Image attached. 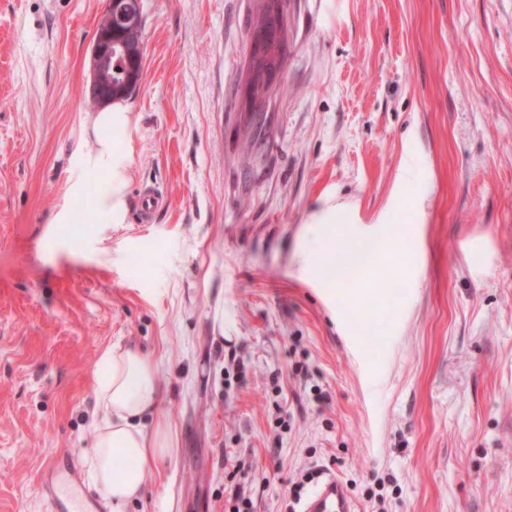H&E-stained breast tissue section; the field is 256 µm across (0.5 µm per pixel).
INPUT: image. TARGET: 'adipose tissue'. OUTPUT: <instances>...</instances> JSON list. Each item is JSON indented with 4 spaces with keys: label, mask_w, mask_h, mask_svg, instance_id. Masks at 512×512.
Here are the masks:
<instances>
[{
    "label": "adipose tissue",
    "mask_w": 512,
    "mask_h": 512,
    "mask_svg": "<svg viewBox=\"0 0 512 512\" xmlns=\"http://www.w3.org/2000/svg\"><path fill=\"white\" fill-rule=\"evenodd\" d=\"M130 111L129 105L116 101L96 114L97 148L81 157L80 169L101 174L105 187L93 205L80 208L76 202L83 197L85 184L83 179H72L55 223L92 224L104 213L112 223H125L130 156L114 148L105 132L115 126L129 127ZM380 249L379 241L359 240L350 264L326 262L314 273L329 285L341 286L366 270ZM98 366L102 370L95 390L98 419L94 446L84 466L90 485L111 500L112 512H124L148 483L149 461L171 454L174 440L165 421H156L150 429L142 423L146 414L156 410L161 394L155 366L146 355L134 347H111L102 352Z\"/></svg>",
    "instance_id": "adipose-tissue-1"
}]
</instances>
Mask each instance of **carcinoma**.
<instances>
[{"label": "carcinoma", "instance_id": "carcinoma-1", "mask_svg": "<svg viewBox=\"0 0 512 512\" xmlns=\"http://www.w3.org/2000/svg\"><path fill=\"white\" fill-rule=\"evenodd\" d=\"M124 15L122 27L130 33L135 46L143 41V15L135 0H116ZM246 30L244 60L245 87L250 103L271 100L283 90L282 72L288 50V24L279 20L291 10L290 0H252ZM136 91L124 76V68L112 70V99H126Z\"/></svg>", "mask_w": 512, "mask_h": 512}]
</instances>
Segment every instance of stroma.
Listing matches in <instances>:
<instances>
[{"mask_svg": "<svg viewBox=\"0 0 512 512\" xmlns=\"http://www.w3.org/2000/svg\"><path fill=\"white\" fill-rule=\"evenodd\" d=\"M105 4L0 0V512L83 470L116 346L174 434L126 512H301L328 475L356 512H512V0H292L249 153L250 0H142L128 217L69 228ZM365 236L364 280L314 276Z\"/></svg>", "mask_w": 512, "mask_h": 512, "instance_id": "stroma-1", "label": "stroma"}]
</instances>
